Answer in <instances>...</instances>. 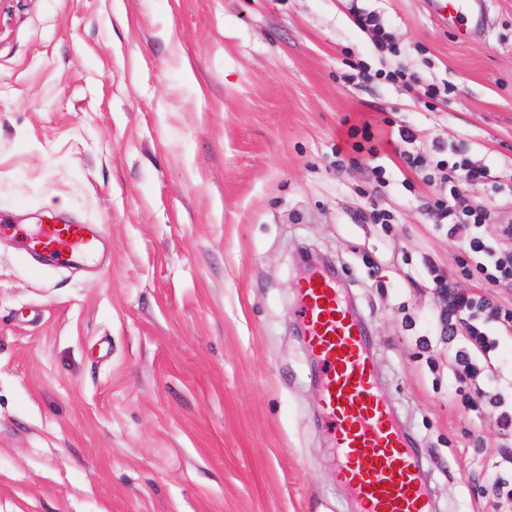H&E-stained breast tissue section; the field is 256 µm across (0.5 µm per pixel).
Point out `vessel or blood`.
<instances>
[{
	"instance_id": "1",
	"label": "vessel or blood",
	"mask_w": 512,
	"mask_h": 512,
	"mask_svg": "<svg viewBox=\"0 0 512 512\" xmlns=\"http://www.w3.org/2000/svg\"><path fill=\"white\" fill-rule=\"evenodd\" d=\"M441 20H465L480 31L487 0H426ZM41 247L57 261L84 256L96 229L89 224H45ZM305 342L321 366L320 398L336 447V479L355 497L360 512H433L418 462L389 402L380 392L367 336L358 315L345 304L337 283L315 271L299 290Z\"/></svg>"
}]
</instances>
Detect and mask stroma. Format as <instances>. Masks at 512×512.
I'll return each mask as SVG.
<instances>
[{"label":"stroma","mask_w":512,"mask_h":512,"mask_svg":"<svg viewBox=\"0 0 512 512\" xmlns=\"http://www.w3.org/2000/svg\"><path fill=\"white\" fill-rule=\"evenodd\" d=\"M487 4L472 36L425 0H0V221L102 230L70 266L0 235V512H355L296 333L307 248L350 282L434 512H512L479 491L502 441L448 395L440 297L405 279L475 282L441 183L402 142L389 185L336 165L376 112L485 163L470 195L512 224V0ZM359 62L418 81H345ZM355 19L361 28L372 33L380 52L394 57L398 56L400 46L395 42L392 34L385 29L379 17L373 11L357 7Z\"/></svg>","instance_id":"35a3bbf8"}]
</instances>
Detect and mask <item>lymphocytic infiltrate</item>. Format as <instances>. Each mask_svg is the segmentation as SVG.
<instances>
[{
  "mask_svg": "<svg viewBox=\"0 0 512 512\" xmlns=\"http://www.w3.org/2000/svg\"><path fill=\"white\" fill-rule=\"evenodd\" d=\"M396 139L407 143L413 134L404 127H381L375 115L361 113L337 143L336 157L355 168H370L376 182L383 183L387 177L385 167L379 164L381 151L385 143ZM437 166L448 171V192L436 197L433 206L448 236L462 238L488 287L512 285V225L494 223L490 206L468 195L471 188L484 183L486 165L456 153L451 161H438ZM433 285L448 292V308L439 313L438 322L453 350L452 377L455 383L471 388L465 406L495 407L497 430L503 439L511 440L512 407L507 406L504 394L512 391V372L503 370L498 334L512 331V310L501 308L491 296L472 288H451L439 279Z\"/></svg>",
  "mask_w": 512,
  "mask_h": 512,
  "instance_id": "f902f5d3",
  "label": "lymphocytic infiltrate"
}]
</instances>
